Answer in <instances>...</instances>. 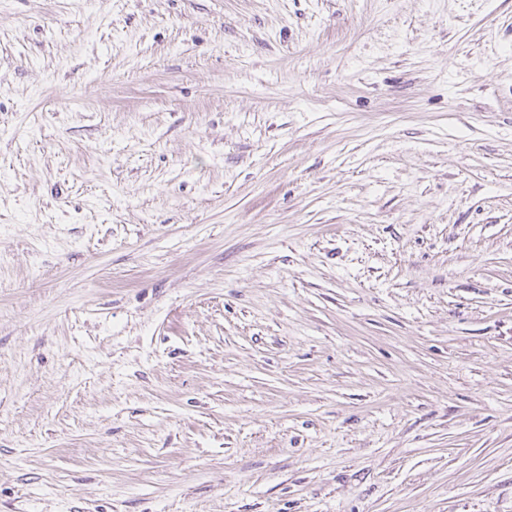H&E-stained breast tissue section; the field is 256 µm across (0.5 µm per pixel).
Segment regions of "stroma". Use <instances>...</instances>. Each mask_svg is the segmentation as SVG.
I'll list each match as a JSON object with an SVG mask.
<instances>
[{
  "label": "stroma",
  "mask_w": 512,
  "mask_h": 512,
  "mask_svg": "<svg viewBox=\"0 0 512 512\" xmlns=\"http://www.w3.org/2000/svg\"><path fill=\"white\" fill-rule=\"evenodd\" d=\"M0 512H512V0H0Z\"/></svg>",
  "instance_id": "1"
}]
</instances>
